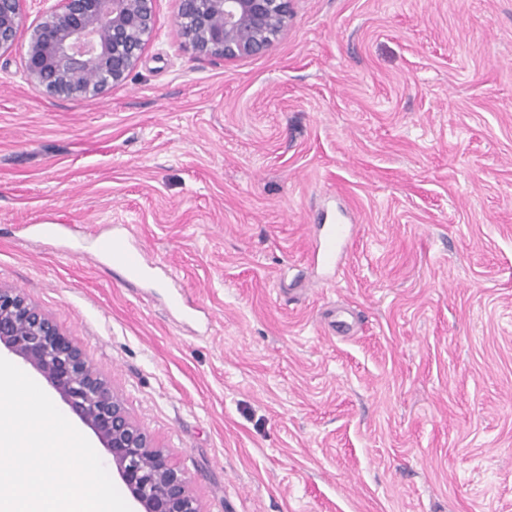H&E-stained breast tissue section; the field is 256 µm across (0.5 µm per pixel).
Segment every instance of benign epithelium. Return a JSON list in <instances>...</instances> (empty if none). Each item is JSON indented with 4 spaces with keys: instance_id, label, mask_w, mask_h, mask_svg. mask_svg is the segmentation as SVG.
<instances>
[{
    "instance_id": "benign-epithelium-1",
    "label": "benign epithelium",
    "mask_w": 512,
    "mask_h": 512,
    "mask_svg": "<svg viewBox=\"0 0 512 512\" xmlns=\"http://www.w3.org/2000/svg\"><path fill=\"white\" fill-rule=\"evenodd\" d=\"M25 0H0V52L18 37ZM156 0H56L30 29L24 67L53 96L96 95L126 80L155 27ZM196 54L248 58L292 20L291 0H177ZM0 346L36 370L112 457L136 512H203L185 472L126 412L74 339L17 289L0 285Z\"/></svg>"
}]
</instances>
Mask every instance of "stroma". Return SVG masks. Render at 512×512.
I'll list each match as a JSON object with an SVG mask.
<instances>
[{"instance_id": "stroma-1", "label": "stroma", "mask_w": 512, "mask_h": 512, "mask_svg": "<svg viewBox=\"0 0 512 512\" xmlns=\"http://www.w3.org/2000/svg\"><path fill=\"white\" fill-rule=\"evenodd\" d=\"M195 54L176 0L121 84L0 54V283L72 336L203 512H512V0H292ZM352 214L340 265L311 262ZM74 224L50 243L29 227ZM127 225L160 265L96 260ZM182 288L191 321L170 309Z\"/></svg>"}]
</instances>
